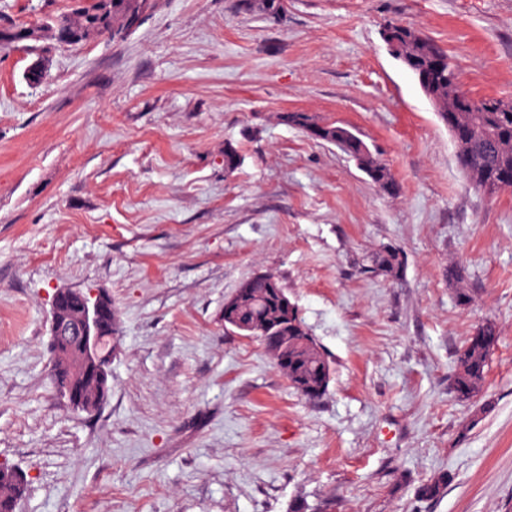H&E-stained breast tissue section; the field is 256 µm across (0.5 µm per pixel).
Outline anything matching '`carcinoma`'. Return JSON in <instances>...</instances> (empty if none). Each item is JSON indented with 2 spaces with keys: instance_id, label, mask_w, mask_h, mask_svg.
Here are the masks:
<instances>
[{
  "instance_id": "1",
  "label": "carcinoma",
  "mask_w": 512,
  "mask_h": 512,
  "mask_svg": "<svg viewBox=\"0 0 512 512\" xmlns=\"http://www.w3.org/2000/svg\"><path fill=\"white\" fill-rule=\"evenodd\" d=\"M135 0H78L75 14L65 28L69 42L77 44L99 34L97 23L101 15L108 16L112 29L125 28L128 11ZM401 45L402 55L413 57L418 73L430 77L427 86L437 115L448 127L455 146L459 165L474 189L488 196L512 191V112L494 111V98L475 100L460 86L458 73L446 50L419 30L401 24H389ZM43 27H24L14 33H0V49L12 44L19 36L27 40L43 39ZM278 119L302 129L315 139L337 145L343 153L360 163L361 170L382 193L394 194L398 186L390 169L361 139L336 144L342 126L334 122H318L306 112H284ZM364 272L393 278L402 272V257L392 246H382L370 256ZM448 282L456 285L457 302L471 301L463 287L461 267L448 264ZM230 307L224 311V325L242 336L258 337L283 372L290 385L310 401L321 398L332 380L333 368L328 355L321 349L305 326L299 309L287 290L273 274L255 275L243 281L234 291ZM499 336L494 322L486 321L468 337L456 355V368L451 379V392L459 400H469L483 387L490 355ZM99 369L109 375L106 361L90 362L81 349L65 344L53 352L51 376L61 391L79 382L84 375ZM22 471L0 465V512H15V505L24 493ZM446 480L438 478L422 484L417 496L422 501L441 497Z\"/></svg>"
}]
</instances>
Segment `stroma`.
I'll use <instances>...</instances> for the list:
<instances>
[{
	"mask_svg": "<svg viewBox=\"0 0 512 512\" xmlns=\"http://www.w3.org/2000/svg\"><path fill=\"white\" fill-rule=\"evenodd\" d=\"M261 2L151 0L123 37L0 51V463L26 475L18 512H512V192L471 187L383 38L416 28L471 97L510 99L512 0H285L275 18ZM75 5L0 0V32ZM284 112L355 128L397 192ZM385 245L400 277L364 271ZM259 273L333 363L319 400L224 326ZM60 288L118 313L93 416L50 380ZM488 320L485 384L458 400L456 353Z\"/></svg>",
	"mask_w": 512,
	"mask_h": 512,
	"instance_id": "obj_1",
	"label": "stroma"
}]
</instances>
